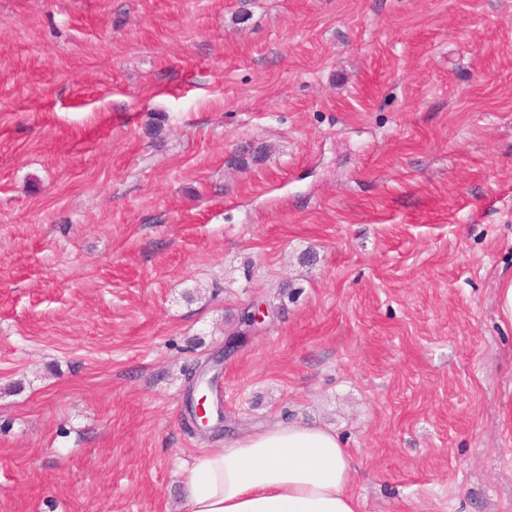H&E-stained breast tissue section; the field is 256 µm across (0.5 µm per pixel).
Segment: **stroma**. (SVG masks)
<instances>
[{
  "label": "stroma",
  "mask_w": 512,
  "mask_h": 512,
  "mask_svg": "<svg viewBox=\"0 0 512 512\" xmlns=\"http://www.w3.org/2000/svg\"><path fill=\"white\" fill-rule=\"evenodd\" d=\"M512 0H0V512H186L185 373L360 512H512Z\"/></svg>",
  "instance_id": "1"
}]
</instances>
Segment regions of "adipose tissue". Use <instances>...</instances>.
I'll return each mask as SVG.
<instances>
[{
  "label": "adipose tissue",
  "mask_w": 512,
  "mask_h": 512,
  "mask_svg": "<svg viewBox=\"0 0 512 512\" xmlns=\"http://www.w3.org/2000/svg\"><path fill=\"white\" fill-rule=\"evenodd\" d=\"M347 448L326 426L278 422L225 439L185 473L187 512H358Z\"/></svg>",
  "instance_id": "1"
}]
</instances>
